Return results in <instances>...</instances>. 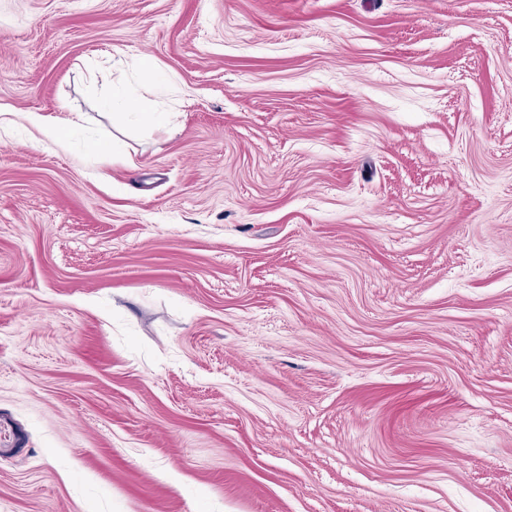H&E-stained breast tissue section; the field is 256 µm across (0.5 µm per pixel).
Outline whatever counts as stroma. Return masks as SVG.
<instances>
[{
    "instance_id": "35a3bbf8",
    "label": "stroma",
    "mask_w": 512,
    "mask_h": 512,
    "mask_svg": "<svg viewBox=\"0 0 512 512\" xmlns=\"http://www.w3.org/2000/svg\"><path fill=\"white\" fill-rule=\"evenodd\" d=\"M27 112L0 512H512V0H0ZM23 119L28 126L35 129L46 140L62 149L68 147V138L63 136V132L49 115L41 112H27L24 113Z\"/></svg>"
}]
</instances>
